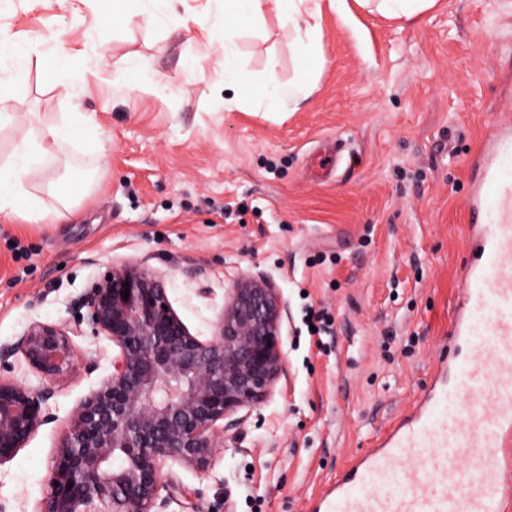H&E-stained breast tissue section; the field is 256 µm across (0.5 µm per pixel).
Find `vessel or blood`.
Returning a JSON list of instances; mask_svg holds the SVG:
<instances>
[{
	"mask_svg": "<svg viewBox=\"0 0 512 512\" xmlns=\"http://www.w3.org/2000/svg\"><path fill=\"white\" fill-rule=\"evenodd\" d=\"M467 196L474 262L451 334L465 363L430 390L315 512H512V122L495 124Z\"/></svg>",
	"mask_w": 512,
	"mask_h": 512,
	"instance_id": "vessel-or-blood-1",
	"label": "vessel or blood"
}]
</instances>
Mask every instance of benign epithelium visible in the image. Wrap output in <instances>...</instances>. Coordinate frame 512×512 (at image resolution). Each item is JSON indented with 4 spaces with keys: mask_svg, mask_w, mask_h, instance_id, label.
Masks as SVG:
<instances>
[{
    "mask_svg": "<svg viewBox=\"0 0 512 512\" xmlns=\"http://www.w3.org/2000/svg\"><path fill=\"white\" fill-rule=\"evenodd\" d=\"M81 304L92 335L118 354L112 372L71 412L38 512H164L187 498L164 471L167 462L206 475L224 434L241 424L235 414L261 404L284 375L286 307L270 279L244 275L202 339L170 306L163 275L133 259L107 264ZM80 335L79 323L34 321L0 346V364L19 356L53 383L75 371ZM52 396L49 387L0 376V466L50 420Z\"/></svg>",
    "mask_w": 512,
    "mask_h": 512,
    "instance_id": "1",
    "label": "benign epithelium"
}]
</instances>
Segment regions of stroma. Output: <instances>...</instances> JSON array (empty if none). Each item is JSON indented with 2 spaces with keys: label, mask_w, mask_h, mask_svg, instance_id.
Returning a JSON list of instances; mask_svg holds the SVG:
<instances>
[{
  "label": "stroma",
  "mask_w": 512,
  "mask_h": 512,
  "mask_svg": "<svg viewBox=\"0 0 512 512\" xmlns=\"http://www.w3.org/2000/svg\"><path fill=\"white\" fill-rule=\"evenodd\" d=\"M148 9L158 22L124 28L110 0H0V36L33 51L23 72L0 66L18 111L44 124L86 113L59 158L98 170L76 221L0 223V346L35 320L74 323L111 260L163 272L173 309L202 337L239 276H267L288 311L284 376L238 411V440L216 450L208 476L167 469L200 512H311L410 412L437 364L464 356L449 331L473 260L465 201L475 152L512 118V0H436L411 20L326 5L305 61L268 12L237 37L242 66L259 82L273 57L281 81L311 85L297 110L277 112L225 107L214 73L224 30L191 22L221 14V0ZM192 57L200 70L183 73ZM145 74L177 82L156 95ZM74 342L78 368L54 382L50 422L0 466L8 512H37L69 414L118 353L88 332Z\"/></svg>",
  "instance_id": "1"
}]
</instances>
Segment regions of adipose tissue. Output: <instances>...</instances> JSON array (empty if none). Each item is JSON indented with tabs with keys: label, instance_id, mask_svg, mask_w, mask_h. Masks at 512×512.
Segmentation results:
<instances>
[{
	"label": "adipose tissue",
	"instance_id": "adipose-tissue-1",
	"mask_svg": "<svg viewBox=\"0 0 512 512\" xmlns=\"http://www.w3.org/2000/svg\"><path fill=\"white\" fill-rule=\"evenodd\" d=\"M270 3L287 26L299 57H307L314 50L320 35L318 0H224V58L215 74L233 98L247 96L276 112L306 98L307 84L280 81L272 64L267 67L264 82L252 83L236 64L239 49L234 36L237 30L261 27ZM85 121L84 113L72 112L62 123L32 128L29 137L0 164V223L59 224L75 218L79 204L73 197L57 192L58 205L49 210L37 195L36 187L42 182L47 164L55 161L71 128Z\"/></svg>",
	"mask_w": 512,
	"mask_h": 512
}]
</instances>
